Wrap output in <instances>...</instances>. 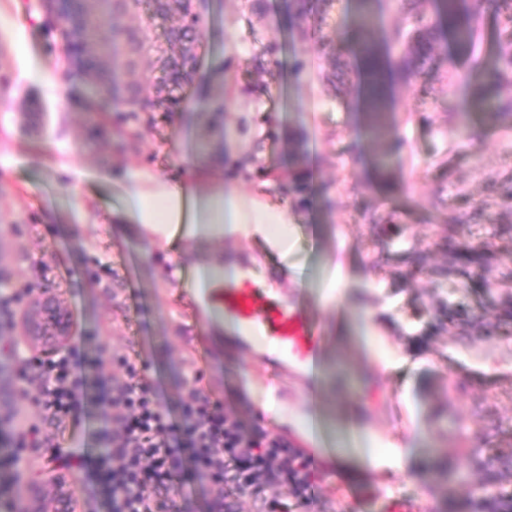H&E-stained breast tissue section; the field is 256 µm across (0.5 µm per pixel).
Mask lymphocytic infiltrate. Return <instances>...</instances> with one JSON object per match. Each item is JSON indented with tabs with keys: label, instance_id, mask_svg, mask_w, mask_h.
Segmentation results:
<instances>
[{
	"label": "lymphocytic infiltrate",
	"instance_id": "1",
	"mask_svg": "<svg viewBox=\"0 0 512 512\" xmlns=\"http://www.w3.org/2000/svg\"><path fill=\"white\" fill-rule=\"evenodd\" d=\"M9 352L19 367L15 394L30 398L34 410L0 415V512H16L29 470L26 448L68 471L94 469L106 512H184L176 495L191 483L207 486L215 512H233L236 497L268 485L285 489L308 512L319 503L311 457L262 429L245 433L203 393L199 371L181 378L182 415L175 421L144 362L125 357L118 376L100 374L111 357L106 346L90 357L72 341L48 356L25 338ZM65 437L78 451L62 448Z\"/></svg>",
	"mask_w": 512,
	"mask_h": 512
}]
</instances>
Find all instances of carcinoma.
<instances>
[{
	"instance_id": "cac0c4a2",
	"label": "carcinoma",
	"mask_w": 512,
	"mask_h": 512,
	"mask_svg": "<svg viewBox=\"0 0 512 512\" xmlns=\"http://www.w3.org/2000/svg\"><path fill=\"white\" fill-rule=\"evenodd\" d=\"M335 0H288V16L298 29L310 19L324 18ZM140 0H111L105 9H96L91 0H70L61 5L62 20L76 22L79 42L91 44L97 52L87 56L85 68L98 89V96L116 100L119 88H125L129 98L124 107L114 108L115 116L104 130L118 138L129 148L135 147L143 137V112H167L176 104L174 92L192 82L186 70V60L195 55V47L201 39L202 20L191 14L184 0H166L156 8V14L168 17L180 14V24L168 30L166 40L171 55L163 68V77L151 84L150 89L142 88L141 81L134 78L139 59L155 49V39L149 24L142 27L117 26L112 22L116 14H129L139 5ZM379 0H359L362 12L359 14L360 37L348 50L335 44L328 36H322V45L332 59V66L341 64V57L352 55L360 60V71L364 79V110L372 113V133H385L382 116L393 111L389 97L394 80L408 81L422 73L435 59L436 46L445 33H450L457 45L466 52L474 53L477 25L486 12L502 17L505 34L504 47L498 59L490 66L477 62L469 70L461 72L456 60L446 58L450 86L462 85L467 91L466 101L478 110L498 108L512 109V101H495L486 95L491 85L512 83V0H434V8L441 21L423 23V0H398L401 11L410 15L414 24L408 30L399 29L393 38V46L384 49L374 36L375 15L371 5ZM111 33L110 40L98 38L102 29ZM277 46L271 44L261 56L253 59L254 70L267 71L277 64ZM494 255L485 250L469 249L464 260L450 262L441 269V274L450 281L472 279L478 272H487ZM485 512H512V497L491 495L482 505Z\"/></svg>"
}]
</instances>
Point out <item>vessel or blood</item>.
Instances as JSON below:
<instances>
[{
    "label": "vessel or blood",
    "mask_w": 512,
    "mask_h": 512,
    "mask_svg": "<svg viewBox=\"0 0 512 512\" xmlns=\"http://www.w3.org/2000/svg\"><path fill=\"white\" fill-rule=\"evenodd\" d=\"M182 286L206 308L224 318L229 333L240 343H258L267 366L296 376H309L323 352V323L313 306L274 288L246 260L236 262L232 273L215 287L197 288L191 275Z\"/></svg>",
    "instance_id": "1"
}]
</instances>
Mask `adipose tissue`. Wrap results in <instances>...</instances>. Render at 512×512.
I'll list each match as a JSON object with an SVG mask.
<instances>
[{"label":"adipose tissue","mask_w":512,"mask_h":512,"mask_svg":"<svg viewBox=\"0 0 512 512\" xmlns=\"http://www.w3.org/2000/svg\"><path fill=\"white\" fill-rule=\"evenodd\" d=\"M125 208L117 222L138 224L157 241H170L174 226L184 221L186 203H193L195 216L187 235L212 240L225 229L262 235L281 252H288L292 227L285 212L260 200L244 203L237 195L202 193L198 185L183 180L169 182L143 170L130 171L122 185Z\"/></svg>","instance_id":"adipose-tissue-1"}]
</instances>
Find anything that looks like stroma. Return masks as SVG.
Wrapping results in <instances>:
<instances>
[{
    "mask_svg": "<svg viewBox=\"0 0 512 512\" xmlns=\"http://www.w3.org/2000/svg\"><path fill=\"white\" fill-rule=\"evenodd\" d=\"M36 2L0 0V269L14 285L41 267L34 297L61 304L84 352L99 341L111 348L103 374L116 373L120 356L145 362L171 417L180 376L197 363L205 392L245 430L329 450L335 477L319 480L318 512H386L399 497L419 512H471L489 493L512 496V326L499 322L512 279L457 289L434 274L450 244L512 248V112H461L464 91L439 63L395 85L389 133L374 140L358 63L335 92L316 21L292 26L285 0H267L260 15L244 0H205L198 70L182 101L220 96L223 113L159 112L137 149L89 146L97 106L84 75L64 69V43ZM275 37L277 65L254 72ZM33 56L45 85L27 76ZM298 57L305 66L294 76ZM249 83L261 92H245ZM296 137L316 157L302 206L288 191ZM185 158L204 189L287 207L292 244L310 262L299 291L329 336L319 388L284 375L272 397L263 364L224 344L181 286L179 272L215 250L275 265L261 237L228 231L218 245L184 239L165 254L136 225L113 222L118 178L132 168L170 178ZM238 158L246 176L233 173ZM448 297L461 310L451 322L441 319ZM392 448L410 450L404 467L381 463ZM488 458L491 479L477 466Z\"/></svg>",
    "mask_w": 512,
    "mask_h": 512,
    "instance_id": "obj_1",
    "label": "stroma"
}]
</instances>
